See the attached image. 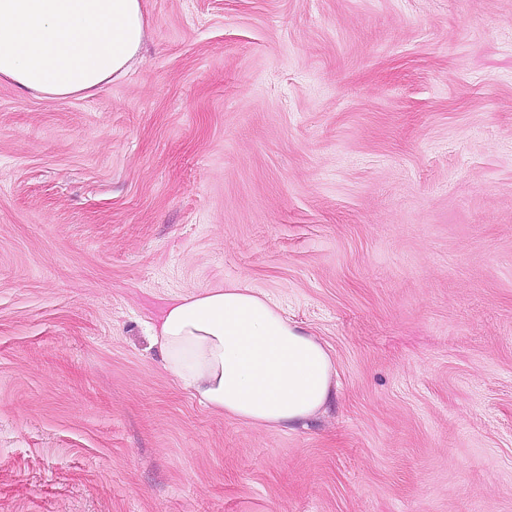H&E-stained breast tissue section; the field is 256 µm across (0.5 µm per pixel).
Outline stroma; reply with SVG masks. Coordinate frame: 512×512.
<instances>
[{"label":"stroma","instance_id":"1","mask_svg":"<svg viewBox=\"0 0 512 512\" xmlns=\"http://www.w3.org/2000/svg\"><path fill=\"white\" fill-rule=\"evenodd\" d=\"M68 101L0 83V512H512V0H143ZM244 284L331 351L306 427L151 339Z\"/></svg>","mask_w":512,"mask_h":512}]
</instances>
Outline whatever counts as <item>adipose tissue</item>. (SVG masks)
I'll return each mask as SVG.
<instances>
[{"instance_id":"1","label":"adipose tissue","mask_w":512,"mask_h":512,"mask_svg":"<svg viewBox=\"0 0 512 512\" xmlns=\"http://www.w3.org/2000/svg\"><path fill=\"white\" fill-rule=\"evenodd\" d=\"M146 29L142 0H0V82L51 100L90 95L127 74ZM154 341L199 403L249 426L304 422L332 394L328 348L240 284L174 298Z\"/></svg>"}]
</instances>
